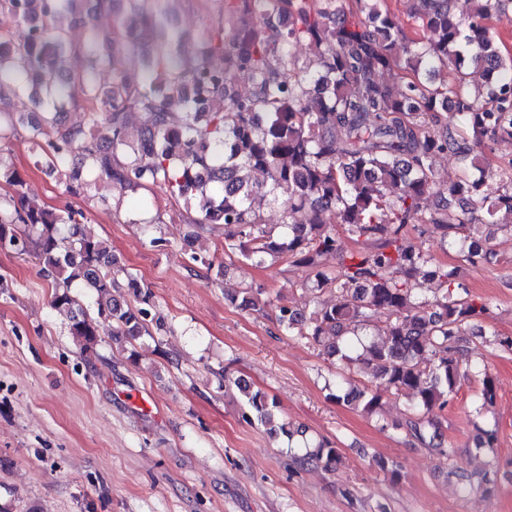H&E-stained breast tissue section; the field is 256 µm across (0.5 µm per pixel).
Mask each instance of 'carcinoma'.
Wrapping results in <instances>:
<instances>
[{
  "mask_svg": "<svg viewBox=\"0 0 512 512\" xmlns=\"http://www.w3.org/2000/svg\"><path fill=\"white\" fill-rule=\"evenodd\" d=\"M173 0H0V15L13 26L0 29V88L35 98L39 110L14 118L0 113V141L21 127L47 169H66L68 190L89 183L84 169L99 172L112 188L160 185L170 197L196 208L192 224L224 225V252L262 264L288 257L310 269L309 309L279 306V326L313 340L348 368L372 370L376 383L417 402L396 424L413 444L444 450L426 426L448 408L459 390L463 366L474 347L466 325L486 310L455 269L434 261L407 242V226L429 223L442 238L468 230L462 260L492 261L487 237L476 224L512 229V164L498 171L502 190L490 197L488 177L474 149L512 139V55L494 41L492 13L512 21V0H470L461 15L454 0H412L413 17L428 34L409 40L382 0H228L230 26L206 27L201 50L185 55V35L173 25ZM88 16L95 34L74 43L61 19ZM258 16L261 26L253 24ZM306 43L313 57L300 62L291 47ZM136 48L150 76L129 81L115 74L100 85L99 69L117 68L122 50ZM224 57V72L211 66ZM74 56L83 72H68ZM397 66V82L378 72ZM61 74L45 85L39 74ZM460 74L437 83L442 69ZM247 85L234 83L237 72ZM86 112V126L65 128L61 105ZM143 116L130 130V112ZM446 113L463 125L443 124L439 136L426 127ZM450 152L464 172L440 181L436 159ZM0 180L11 187L0 207V249L34 253L56 291L52 305L69 315V333L85 350L111 332L138 340L160 328L163 318L130 272L115 277L117 261L108 241L81 232L83 213L70 205L25 204V180L0 162ZM283 194L290 203L284 232L264 223L255 200ZM467 206L423 215L429 196ZM344 226L363 250H341L335 225ZM337 258L336 268L322 264ZM427 283L440 294L418 297ZM79 286L93 300L91 312L71 294ZM124 288L127 302L112 290ZM335 299L322 301L326 293ZM243 311L271 302L265 288L231 296ZM386 313L380 338L360 334L372 314ZM235 386L247 412L273 436H294L280 421L275 400L244 380ZM377 414L382 394L352 386L337 397ZM339 449L321 439L300 457L303 464L336 469Z\"/></svg>",
  "mask_w": 512,
  "mask_h": 512,
  "instance_id": "carcinoma-1",
  "label": "carcinoma"
}]
</instances>
